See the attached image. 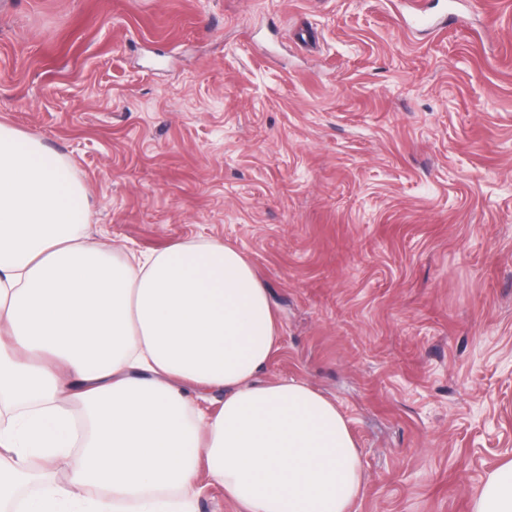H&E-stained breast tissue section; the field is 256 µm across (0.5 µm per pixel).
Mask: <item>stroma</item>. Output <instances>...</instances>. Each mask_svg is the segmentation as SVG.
Returning a JSON list of instances; mask_svg holds the SVG:
<instances>
[{
	"mask_svg": "<svg viewBox=\"0 0 512 512\" xmlns=\"http://www.w3.org/2000/svg\"><path fill=\"white\" fill-rule=\"evenodd\" d=\"M0 0V123L76 168L90 241L218 239L345 413L356 512H473L512 458V0Z\"/></svg>",
	"mask_w": 512,
	"mask_h": 512,
	"instance_id": "35a3bbf8",
	"label": "stroma"
}]
</instances>
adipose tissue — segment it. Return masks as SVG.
<instances>
[{"mask_svg":"<svg viewBox=\"0 0 512 512\" xmlns=\"http://www.w3.org/2000/svg\"><path fill=\"white\" fill-rule=\"evenodd\" d=\"M89 219L71 163L0 123V512H195L208 484L241 512H353L344 414L258 379L280 327L244 254L207 240L120 257L87 241ZM57 460L69 485L15 500ZM473 512H512V460Z\"/></svg>","mask_w":512,"mask_h":512,"instance_id":"obj_1","label":"adipose tissue"}]
</instances>
